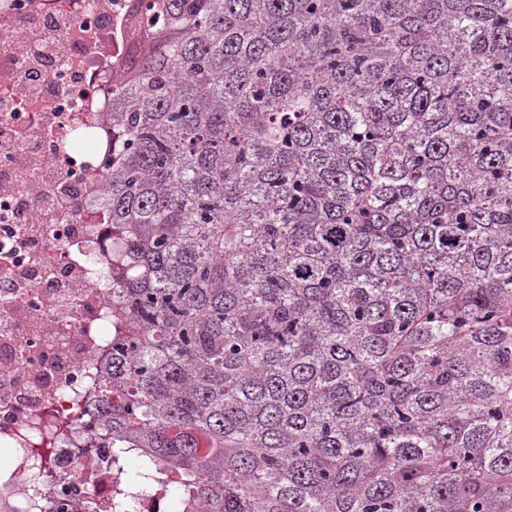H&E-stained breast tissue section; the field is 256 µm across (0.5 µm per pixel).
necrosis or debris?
Instances as JSON below:
<instances>
[{"label": "necrosis or debris", "mask_w": 512, "mask_h": 512, "mask_svg": "<svg viewBox=\"0 0 512 512\" xmlns=\"http://www.w3.org/2000/svg\"><path fill=\"white\" fill-rule=\"evenodd\" d=\"M132 0H0V512H166L147 478L87 482L101 458L75 422L112 329V227L101 173ZM54 481L35 487L34 470Z\"/></svg>", "instance_id": "necrosis-or-debris-1"}]
</instances>
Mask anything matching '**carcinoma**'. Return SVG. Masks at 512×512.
<instances>
[{"mask_svg":"<svg viewBox=\"0 0 512 512\" xmlns=\"http://www.w3.org/2000/svg\"><path fill=\"white\" fill-rule=\"evenodd\" d=\"M132 12L108 467L177 512H512V0Z\"/></svg>","mask_w":512,"mask_h":512,"instance_id":"obj_1","label":"carcinoma"}]
</instances>
